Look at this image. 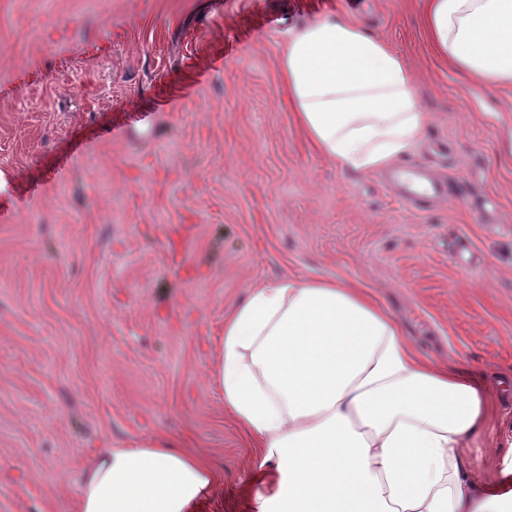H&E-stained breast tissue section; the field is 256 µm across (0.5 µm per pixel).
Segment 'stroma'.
I'll return each instance as SVG.
<instances>
[{
  "instance_id": "35a3bbf8",
  "label": "stroma",
  "mask_w": 512,
  "mask_h": 512,
  "mask_svg": "<svg viewBox=\"0 0 512 512\" xmlns=\"http://www.w3.org/2000/svg\"><path fill=\"white\" fill-rule=\"evenodd\" d=\"M424 0H0V512H74L96 448L190 441L246 512L255 448L212 385L224 318L268 282L368 290L428 361L493 402L468 472L512 450V88L476 98ZM351 19L402 55L429 116L397 203L297 127L293 28ZM395 176L401 187L400 200L407 206H414L422 198H429L433 202L446 201L448 198V185L429 179L422 169L407 167Z\"/></svg>"
}]
</instances>
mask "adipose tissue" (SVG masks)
<instances>
[{
    "mask_svg": "<svg viewBox=\"0 0 512 512\" xmlns=\"http://www.w3.org/2000/svg\"><path fill=\"white\" fill-rule=\"evenodd\" d=\"M438 49L478 91L512 86V0H426ZM281 71L314 148L345 171L389 169L427 127L403 57L331 15L290 32ZM273 463L251 476L257 512H512V452L493 485L467 472L489 412L470 373L424 362L363 289L283 279L224 321L211 374ZM217 484L177 441L96 451L76 512H194Z\"/></svg>",
    "mask_w": 512,
    "mask_h": 512,
    "instance_id": "adipose-tissue-1",
    "label": "adipose tissue"
}]
</instances>
